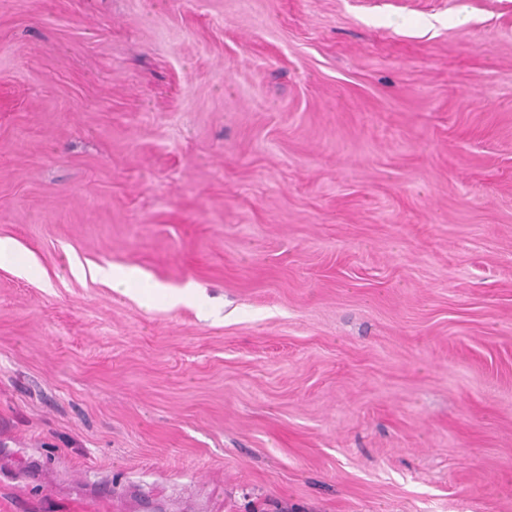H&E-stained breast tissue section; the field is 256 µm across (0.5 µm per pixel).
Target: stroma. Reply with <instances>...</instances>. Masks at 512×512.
Instances as JSON below:
<instances>
[{"label": "stroma", "instance_id": "stroma-1", "mask_svg": "<svg viewBox=\"0 0 512 512\" xmlns=\"http://www.w3.org/2000/svg\"><path fill=\"white\" fill-rule=\"evenodd\" d=\"M1 238L0 512H512V0H0Z\"/></svg>", "mask_w": 512, "mask_h": 512}]
</instances>
